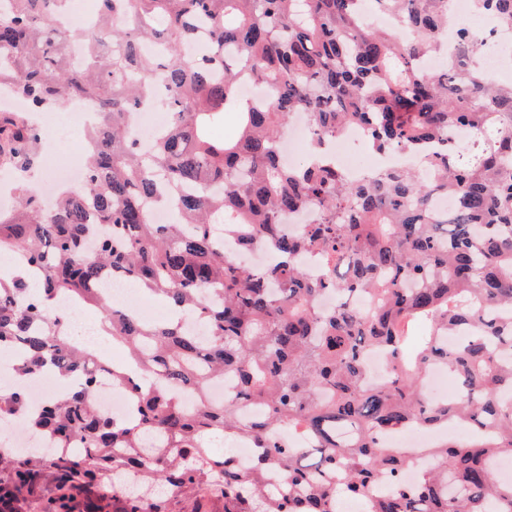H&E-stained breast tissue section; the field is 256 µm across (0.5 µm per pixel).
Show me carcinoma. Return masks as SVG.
I'll use <instances>...</instances> for the list:
<instances>
[{
  "mask_svg": "<svg viewBox=\"0 0 512 512\" xmlns=\"http://www.w3.org/2000/svg\"><path fill=\"white\" fill-rule=\"evenodd\" d=\"M0 85L46 112L91 98L86 180L43 205L28 173L40 164V133L15 112L0 113V166L17 173L20 208L0 212V351L17 347L18 383L0 389V418L51 441L38 457L0 447V512L33 496L51 476L56 495L31 512H181L179 498L207 512H338L341 497L365 512H512V481L495 461L512 453V85L495 86L466 64L479 45L461 30L458 52L429 74L423 59L440 52L454 24L445 0H370L395 19L388 30L360 27L354 0H99L98 24L74 36L89 47L74 67L54 26L69 0H0ZM512 26V0H475ZM208 25L214 54L184 53L193 23ZM142 42L162 47L140 51ZM235 48L224 58V46ZM244 80L269 95L241 100ZM173 113L145 154L134 136L140 108ZM309 115L314 140L304 162L279 150L294 112ZM229 118L231 139L215 135ZM361 125L377 153L403 151L428 175L381 169L352 181L325 160L342 128ZM465 128L459 149L448 129ZM453 194L448 215L432 201ZM172 207L173 224H153L148 205ZM319 212L298 235L282 229L299 209ZM261 247L272 265L237 264L225 242ZM316 251L313 277L296 262ZM120 274L150 287L172 311L148 323L102 292ZM334 292L324 312L319 296ZM69 298L105 307L104 331L128 361L84 365L94 350L72 339L50 304ZM203 320L208 339L188 321ZM471 329L459 346L445 337ZM381 351L387 378L367 380L366 350ZM433 365L456 377L453 396L425 398ZM67 380L65 395L31 405L19 381L42 370ZM234 391L209 400L213 378ZM107 376L134 398L128 420L98 410ZM201 400L187 407L180 389ZM262 413L246 417L241 405ZM466 425L472 439L433 448L437 466L389 495L376 488L409 459L383 436L406 426L431 431ZM301 435L300 448L285 432ZM247 439L252 463L240 468L205 438ZM112 477V486L101 478ZM174 495L161 499L153 487Z\"/></svg>",
  "mask_w": 512,
  "mask_h": 512,
  "instance_id": "cac0c4a2",
  "label": "carcinoma"
}]
</instances>
